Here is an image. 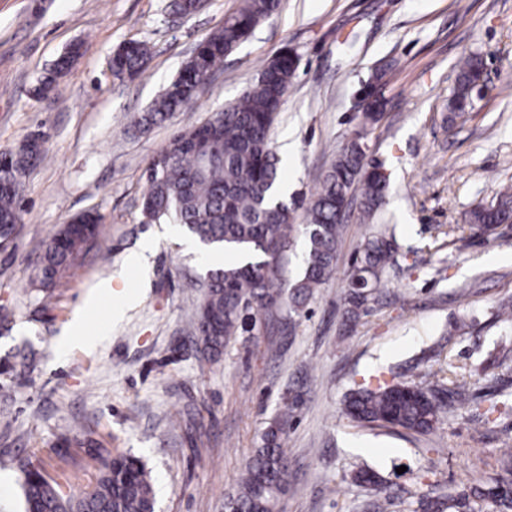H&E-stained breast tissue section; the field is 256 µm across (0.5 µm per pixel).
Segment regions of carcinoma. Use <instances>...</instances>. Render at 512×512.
<instances>
[{
  "label": "carcinoma",
  "instance_id": "carcinoma-1",
  "mask_svg": "<svg viewBox=\"0 0 512 512\" xmlns=\"http://www.w3.org/2000/svg\"><path fill=\"white\" fill-rule=\"evenodd\" d=\"M282 0H242L240 8L224 18L196 46L177 74L163 87L146 110L137 112L131 126L140 134L162 126L176 113L194 105L201 96L200 83L224 57L232 53L263 21L276 15ZM171 12L191 16L196 0H170ZM80 55L71 47L41 84L57 88V78ZM153 47L130 39L112 54V77L123 84L141 77L149 68ZM483 62L469 55L458 64L455 88L448 99V121L476 106L477 68ZM300 58L274 55L257 79L232 104L210 117L211 131L200 125L174 133L167 145L152 155L144 168L141 223L177 224L202 246L237 254L238 259L205 270L200 277L204 298L192 315L193 333L203 356L213 359L233 336L255 327L260 310L280 306L283 289H289L293 310L303 308L336 270L342 232L341 214L352 205L371 218L386 203L390 181L366 161L365 137L380 120L381 110L358 112V130L336 155L315 192L288 204L277 196L281 184L279 158L269 141V131L296 76ZM39 145L11 156L8 171L25 172L31 160L41 158ZM21 182L0 177V220L13 232L20 226ZM304 208L307 250L302 272L292 281L281 278L280 259L292 242L294 212ZM512 221V190L496 203L478 204L467 213L468 229L486 233L491 225ZM102 216L93 211L78 215V223L64 224L42 245L37 279L43 291L76 268L97 237ZM394 236L379 228L365 237L356 250L353 273L345 299L359 308L367 301L365 289L378 288L387 266L394 262ZM460 386L425 389L410 382L379 381L350 393L345 415L358 423H381L418 434H430L440 423L446 403L461 402ZM288 427L284 415L262 437V444L246 462L235 494L224 500V512H274L288 484V454L282 435ZM24 475L26 512H155L150 473L129 455H117L105 465L95 487L78 499H66L58 484L48 481L28 461L19 462ZM489 501L499 512H512V467L493 484L472 485L456 497H427L419 501L422 512H475L473 500Z\"/></svg>",
  "mask_w": 512,
  "mask_h": 512
}]
</instances>
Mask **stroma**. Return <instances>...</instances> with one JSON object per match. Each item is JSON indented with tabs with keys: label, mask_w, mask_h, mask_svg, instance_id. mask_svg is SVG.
I'll return each mask as SVG.
<instances>
[{
	"label": "stroma",
	"mask_w": 512,
	"mask_h": 512,
	"mask_svg": "<svg viewBox=\"0 0 512 512\" xmlns=\"http://www.w3.org/2000/svg\"><path fill=\"white\" fill-rule=\"evenodd\" d=\"M169 0H0V150L39 136L43 157L21 189L22 228L0 249V512H23L29 460L62 493L91 490L102 460L130 454L150 471L156 512H224L246 461L287 416L288 486L277 512H413L417 501L490 482L512 446V229L470 234L465 214L512 187V0H283L225 58L201 98L151 133L130 121L172 79L196 44L241 0H205L173 20ZM149 41L145 76L114 81L109 59L128 39ZM81 54L51 97L33 89L71 44ZM300 57L270 130L289 200L310 196L355 128L353 102L386 70L383 119L367 158L391 174L388 202L367 220L351 210L333 277L307 305L257 316L214 361L202 360L190 317L204 272L174 224L141 221L143 169L173 129L235 101L267 59ZM488 66L474 112L449 123L460 58ZM103 217L76 276L35 288L41 245L80 212ZM395 226L396 265L366 312L346 314L351 259L372 223ZM147 260L136 265L134 253ZM133 295L113 319L117 292ZM81 322L95 342L65 345ZM33 355L17 370L18 355ZM464 385L431 435L360 425L342 414L352 389L392 377L431 388L437 373ZM362 467L391 494L355 483Z\"/></svg>",
	"instance_id": "obj_1"
}]
</instances>
